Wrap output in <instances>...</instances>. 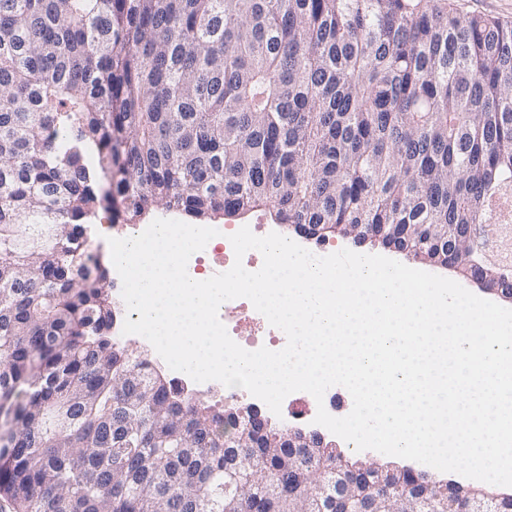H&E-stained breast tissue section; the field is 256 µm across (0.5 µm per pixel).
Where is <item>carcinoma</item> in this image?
Segmentation results:
<instances>
[{
  "label": "carcinoma",
  "mask_w": 512,
  "mask_h": 512,
  "mask_svg": "<svg viewBox=\"0 0 512 512\" xmlns=\"http://www.w3.org/2000/svg\"><path fill=\"white\" fill-rule=\"evenodd\" d=\"M108 207L259 212L448 267L512 224V27L447 0H0V497L15 512H314L317 477L112 332ZM422 474L385 495L411 499ZM241 490L224 496V480Z\"/></svg>",
  "instance_id": "obj_1"
}]
</instances>
